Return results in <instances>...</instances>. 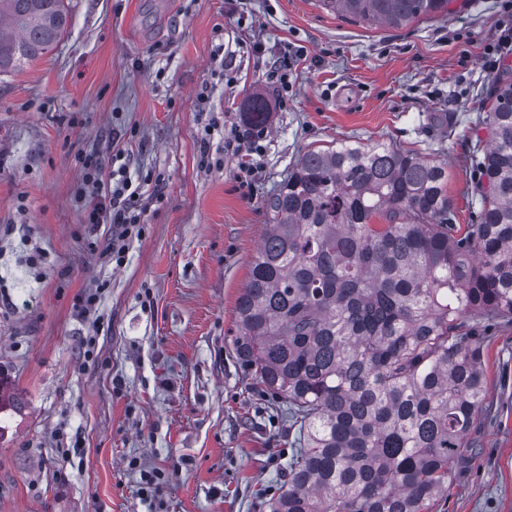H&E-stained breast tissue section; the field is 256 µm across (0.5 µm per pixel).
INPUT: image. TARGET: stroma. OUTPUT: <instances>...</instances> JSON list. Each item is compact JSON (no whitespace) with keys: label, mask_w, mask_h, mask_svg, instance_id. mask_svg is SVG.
<instances>
[{"label":"stroma","mask_w":512,"mask_h":512,"mask_svg":"<svg viewBox=\"0 0 512 512\" xmlns=\"http://www.w3.org/2000/svg\"><path fill=\"white\" fill-rule=\"evenodd\" d=\"M69 11L52 51L0 76V512H269L263 493L293 432L231 346L265 201L307 150L379 142L447 163L456 221L469 223L475 122L497 75L485 62L512 65L500 45L512 9L451 0L398 27L319 0H69ZM256 90L274 118L244 186L224 129ZM116 136L128 175L164 186L117 269L93 250L110 225L90 230L74 198L81 155L108 154ZM99 284L95 328L75 302ZM484 368L483 446L434 512H512V323L487 333ZM145 470L160 474V510L141 493Z\"/></svg>","instance_id":"obj_1"}]
</instances>
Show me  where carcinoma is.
I'll return each mask as SVG.
<instances>
[{
    "label": "carcinoma",
    "instance_id": "carcinoma-1",
    "mask_svg": "<svg viewBox=\"0 0 512 512\" xmlns=\"http://www.w3.org/2000/svg\"><path fill=\"white\" fill-rule=\"evenodd\" d=\"M319 2L397 27L449 0ZM69 26L66 0H0V75ZM490 101L469 224L454 223L445 164L379 143L307 151L266 201L233 350L296 431L270 512H430L480 447L485 336L467 318L512 321L511 71ZM271 113L264 94L245 100L246 124Z\"/></svg>",
    "mask_w": 512,
    "mask_h": 512
}]
</instances>
